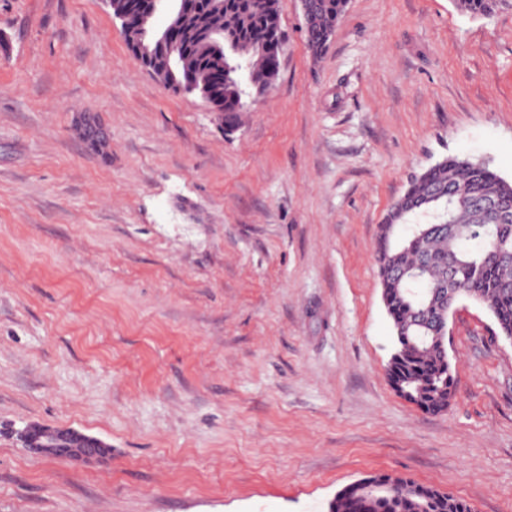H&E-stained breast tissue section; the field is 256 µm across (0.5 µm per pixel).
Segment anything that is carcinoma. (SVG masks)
<instances>
[{
  "instance_id": "cac0c4a2",
  "label": "carcinoma",
  "mask_w": 512,
  "mask_h": 512,
  "mask_svg": "<svg viewBox=\"0 0 512 512\" xmlns=\"http://www.w3.org/2000/svg\"><path fill=\"white\" fill-rule=\"evenodd\" d=\"M508 0H456L458 8L488 16ZM305 30L316 56L329 46L347 0H308ZM179 46L155 43L151 18L125 41L143 49L145 68L168 86L187 83L228 128L247 100L264 94L278 71L282 45L277 0H180ZM493 201L512 216V182L484 160L448 156L413 178L380 224L375 250L382 301L398 355L389 380L405 400L440 413L457 391L448 362V294L480 304L499 333L512 335V220L490 229L481 204ZM426 266L419 278L414 269ZM329 512H472L468 502L403 477L375 474L340 490Z\"/></svg>"
}]
</instances>
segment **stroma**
Returning a JSON list of instances; mask_svg holds the SVG:
<instances>
[{
	"mask_svg": "<svg viewBox=\"0 0 512 512\" xmlns=\"http://www.w3.org/2000/svg\"><path fill=\"white\" fill-rule=\"evenodd\" d=\"M278 10L277 78L230 130L101 0H0V512H328L380 473L512 512V343L461 302L455 397L406 401L375 261L429 165L512 182V9L348 0L318 57ZM29 423L112 455L30 454Z\"/></svg>",
	"mask_w": 512,
	"mask_h": 512,
	"instance_id": "stroma-1",
	"label": "stroma"
}]
</instances>
